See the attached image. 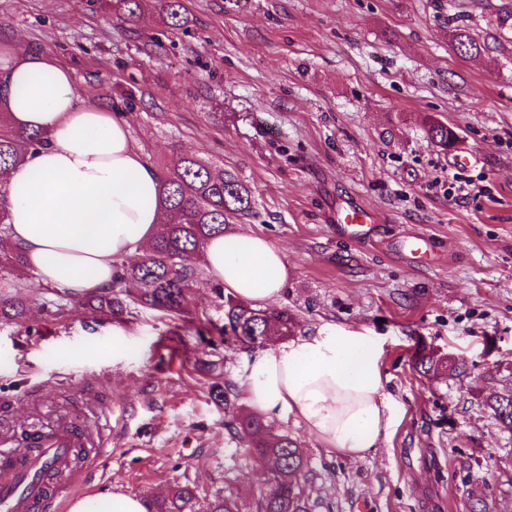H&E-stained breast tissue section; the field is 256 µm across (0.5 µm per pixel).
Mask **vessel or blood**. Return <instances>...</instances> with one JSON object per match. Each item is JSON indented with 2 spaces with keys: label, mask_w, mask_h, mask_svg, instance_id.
Instances as JSON below:
<instances>
[{
  "label": "vessel or blood",
  "mask_w": 512,
  "mask_h": 512,
  "mask_svg": "<svg viewBox=\"0 0 512 512\" xmlns=\"http://www.w3.org/2000/svg\"><path fill=\"white\" fill-rule=\"evenodd\" d=\"M339 234L361 242L379 232L364 208L351 205L336 215ZM37 452L25 467L10 466L5 452L8 439L0 434V512H28L38 501L46 500L50 477L67 464L77 449L96 447L97 442L84 419L38 433Z\"/></svg>",
  "instance_id": "obj_1"
}]
</instances>
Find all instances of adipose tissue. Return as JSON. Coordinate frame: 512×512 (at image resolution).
<instances>
[{
	"instance_id": "obj_1",
	"label": "adipose tissue",
	"mask_w": 512,
	"mask_h": 512,
	"mask_svg": "<svg viewBox=\"0 0 512 512\" xmlns=\"http://www.w3.org/2000/svg\"><path fill=\"white\" fill-rule=\"evenodd\" d=\"M70 72L51 57L0 47V107L13 126L49 142L0 181L7 241L43 283L71 295L107 287L118 259L158 234L161 175L131 139L125 119L75 108ZM206 269L225 293L254 306L281 295L288 269L267 238L231 232L206 245ZM384 343L368 331L327 323L246 354L238 384L260 415L294 418L328 451L363 459L397 427L401 404L384 391ZM69 512H148L143 498L106 493Z\"/></svg>"
}]
</instances>
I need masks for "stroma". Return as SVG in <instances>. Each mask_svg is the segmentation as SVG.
<instances>
[{
  "label": "stroma",
  "mask_w": 512,
  "mask_h": 512,
  "mask_svg": "<svg viewBox=\"0 0 512 512\" xmlns=\"http://www.w3.org/2000/svg\"><path fill=\"white\" fill-rule=\"evenodd\" d=\"M506 0H184L186 22L149 7L137 25L106 0H0V44L51 55L69 68L77 108L121 114L158 171L179 153L233 171L252 191L237 232L284 249L280 305L299 330L327 323L385 341V391L404 407L394 432L364 459L327 451L290 418L268 422L309 460L315 512H512V433L486 399L512 390V30ZM466 27L485 49L451 47ZM434 117L457 134L443 151L426 136ZM481 186L464 200L448 176ZM356 201L382 243L336 232ZM435 251L399 252L409 235ZM23 323L0 322V431L25 434L106 406L97 464L83 495L153 500L197 487V512L215 493L256 512L268 476L224 427L198 358H222L230 378L243 353L203 340L194 326L169 355L168 320L140 308L101 318L74 299L24 292ZM126 334L120 354L112 332ZM437 354L465 363L448 380L420 375Z\"/></svg>",
  "instance_id": "35a3bbf8"
}]
</instances>
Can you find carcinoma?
<instances>
[{
  "label": "carcinoma",
  "mask_w": 512,
  "mask_h": 512,
  "mask_svg": "<svg viewBox=\"0 0 512 512\" xmlns=\"http://www.w3.org/2000/svg\"><path fill=\"white\" fill-rule=\"evenodd\" d=\"M149 0H112L115 17L133 22L145 11ZM162 20L178 27L185 20L183 0H163ZM453 48L460 55L477 56L481 45L468 30L459 27L452 34ZM429 139L441 149H448L454 131L441 121L429 120L425 127ZM48 142L46 134L14 128L0 113V178L23 163L27 155ZM161 203L166 214L163 231L151 248L135 260L115 264L112 284L85 296V306L100 316L131 314L137 307L156 310L178 320L192 316L190 293L203 282L204 249L209 238L228 230L227 224L252 211L251 189L239 177L195 155L184 154L172 161L162 174ZM8 205L0 195V282L5 288L21 291L31 288L26 261L17 249L4 245ZM224 300V324L217 328L224 348H254L258 338L270 342L294 335L295 314L286 306L277 309L254 308L213 287ZM0 315L21 322L26 317L25 304L16 295H0ZM421 373L439 378L448 373H462L458 363L432 356L419 361ZM195 369L211 377L209 395L224 405V426L244 443L259 466L268 474L269 487L258 499V512H312L306 491L308 463L302 449L286 434H275L263 418L237 402L234 382L226 378L224 368L215 360L199 359ZM501 429L512 431V392L497 394L487 401ZM196 487L177 484L154 499L151 512H193ZM210 512H240L237 502L217 494L209 504Z\"/></svg>",
  "instance_id": "1"
}]
</instances>
